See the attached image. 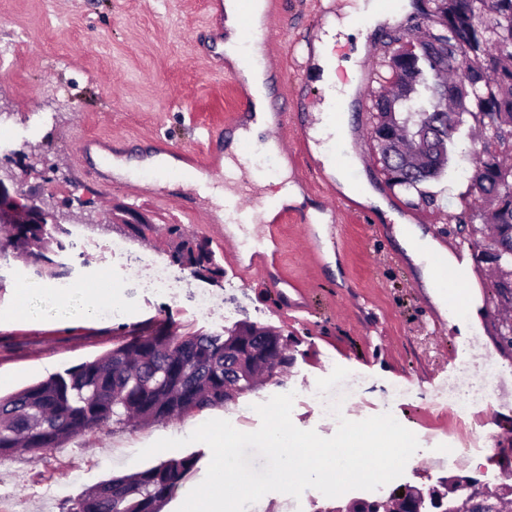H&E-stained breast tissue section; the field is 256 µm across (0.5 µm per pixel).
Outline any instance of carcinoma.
I'll use <instances>...</instances> for the list:
<instances>
[{
	"label": "carcinoma",
	"mask_w": 512,
	"mask_h": 512,
	"mask_svg": "<svg viewBox=\"0 0 512 512\" xmlns=\"http://www.w3.org/2000/svg\"><path fill=\"white\" fill-rule=\"evenodd\" d=\"M438 28L422 38L395 39L397 56L417 59L407 72L394 70L375 95L373 148L391 187L429 199L421 186L441 177L462 127L478 130L484 149L474 154L469 176L470 214L456 217V231L474 250L496 253L494 288L504 306L512 296V0H432ZM437 48L455 58L450 68L430 54ZM462 69L457 81L441 73ZM434 126L429 152L416 153L415 137ZM60 224H13L0 239L33 259L49 279L65 275L52 255L62 252ZM172 264L195 277L214 280L224 268L205 240H190L182 227H168ZM290 363L288 338L266 327L241 323L222 334L177 333L172 324L135 329L112 349L23 390L0 396V458L17 452L47 453L75 436L133 420H169L222 407L256 389L258 378L280 376ZM193 454L173 457L133 476H115L67 500L62 512H163L175 491L196 471ZM452 478L436 488L406 487L391 503L415 505L448 493Z\"/></svg>",
	"instance_id": "carcinoma-1"
}]
</instances>
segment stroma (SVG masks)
<instances>
[{
	"label": "stroma",
	"instance_id": "stroma-1",
	"mask_svg": "<svg viewBox=\"0 0 512 512\" xmlns=\"http://www.w3.org/2000/svg\"><path fill=\"white\" fill-rule=\"evenodd\" d=\"M220 0H0V46L12 50L0 63V177L19 187L43 189L65 227L90 223L95 240L124 239L127 230L110 223L113 205L145 215L152 224L146 239H131L143 256L130 269L123 257H104L97 249L67 239L57 256L69 269L66 277L40 276L37 266L0 258V396L9 395L51 375L95 359L134 327L170 319L179 332L210 334L247 321L287 335L292 362L280 381H270L226 406L183 419L99 428L71 439L43 455L18 453L0 458V493L8 494V512H60L63 502L114 476L129 475L168 459L161 452L143 461L135 455L158 439L183 438L212 418L228 420L242 432L259 428L256 404L295 392L292 421L302 430L329 437L336 421L310 399L313 390L338 374H358L365 383L343 415L359 421L390 413L413 432L420 444L398 478V485L428 486L440 478L471 475L490 484L512 479L504 468L503 449L512 448V349L497 341V311L489 286L488 264L466 250V292L456 306L458 320L447 339L433 332L444 315L425 288L421 271L396 239L388 213L422 228L440 248L468 196L470 142H462L446 173L426 183L433 204L416 193L389 187L375 151L349 147L336 136L310 134L317 124L336 119L335 85L325 83L316 62L330 52L347 78L355 35L335 44L326 38L344 7L356 0H266V23L287 27V38L273 39L265 52L271 106L295 113L303 141L302 168H275L264 156L267 174L259 180L227 177L223 168L209 171L219 201L181 185L183 171L147 170L134 177L144 196L127 195L125 180L111 191L80 180L77 141L81 133L111 138L112 152L138 156L152 152L155 135L167 137L176 158L195 148L205 123L222 122L234 105L227 75L210 71L195 44L209 32L207 13ZM396 18L378 26L361 49L359 61L371 75L359 83L348 110L350 136L371 127L370 92L389 55L391 37L427 33L428 0H393ZM345 168L352 183L366 182L388 203V212L349 201L336 184L333 168ZM298 186L304 201L293 206L297 221L285 229L284 270L305 287L307 313L285 309L283 300L263 278L241 281L232 266L223 279L194 277L182 270L183 285L168 292L145 287L152 265L168 261L166 227L182 225L187 238H199L187 211L214 218L217 206L236 197L270 198L284 185ZM182 199L186 210L163 206L167 196ZM348 201L351 211L330 212L344 227L342 240H319L320 261L306 257L297 227L308 208L325 209L326 198ZM129 238V237H128ZM107 282V299L118 306L108 318L80 316L95 286ZM212 296L210 312L199 311L193 292ZM68 308H61V300ZM474 310L476 321L466 318ZM494 360L498 387L490 400L467 408L448 406L449 387ZM400 398H392L393 390ZM467 434L476 449L471 457L447 463L435 459Z\"/></svg>",
	"mask_w": 512,
	"mask_h": 512
}]
</instances>
